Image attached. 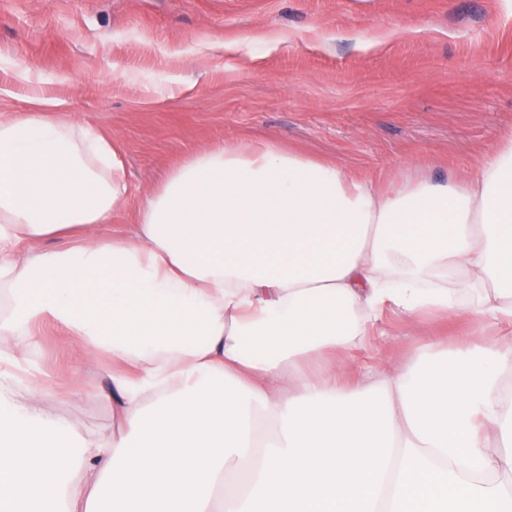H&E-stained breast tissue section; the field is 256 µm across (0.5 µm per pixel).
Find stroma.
I'll use <instances>...</instances> for the list:
<instances>
[{"mask_svg":"<svg viewBox=\"0 0 512 512\" xmlns=\"http://www.w3.org/2000/svg\"><path fill=\"white\" fill-rule=\"evenodd\" d=\"M51 98L114 137L141 202L197 149L273 140L388 186L463 177L512 133V0H0V115ZM29 370L44 408L82 434L112 427L110 382L47 321ZM461 322L384 313L357 357L410 363Z\"/></svg>","mask_w":512,"mask_h":512,"instance_id":"obj_1","label":"stroma"}]
</instances>
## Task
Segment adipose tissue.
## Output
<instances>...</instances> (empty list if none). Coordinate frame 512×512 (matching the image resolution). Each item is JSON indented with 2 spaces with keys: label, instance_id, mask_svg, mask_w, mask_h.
Returning <instances> with one entry per match:
<instances>
[{
  "label": "adipose tissue",
  "instance_id": "adipose-tissue-1",
  "mask_svg": "<svg viewBox=\"0 0 512 512\" xmlns=\"http://www.w3.org/2000/svg\"><path fill=\"white\" fill-rule=\"evenodd\" d=\"M127 190L54 101L0 116V512H512L511 134L386 194L272 141L204 147L96 236ZM453 274L482 294L430 287ZM387 307L478 340L359 374ZM46 320L109 365L110 436L16 377Z\"/></svg>",
  "mask_w": 512,
  "mask_h": 512
}]
</instances>
